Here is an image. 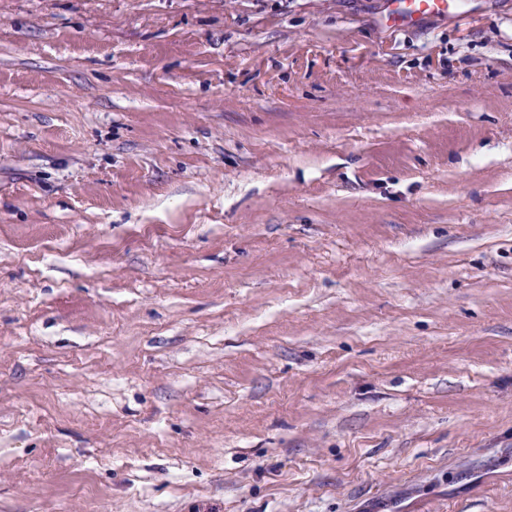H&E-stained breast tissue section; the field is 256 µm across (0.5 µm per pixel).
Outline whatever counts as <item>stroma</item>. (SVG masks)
I'll list each match as a JSON object with an SVG mask.
<instances>
[{
  "instance_id": "stroma-1",
  "label": "stroma",
  "mask_w": 512,
  "mask_h": 512,
  "mask_svg": "<svg viewBox=\"0 0 512 512\" xmlns=\"http://www.w3.org/2000/svg\"><path fill=\"white\" fill-rule=\"evenodd\" d=\"M0 0V512H512V0ZM391 9L383 17L382 23L390 29H400L415 25L427 15L455 13L458 0H391Z\"/></svg>"
}]
</instances>
